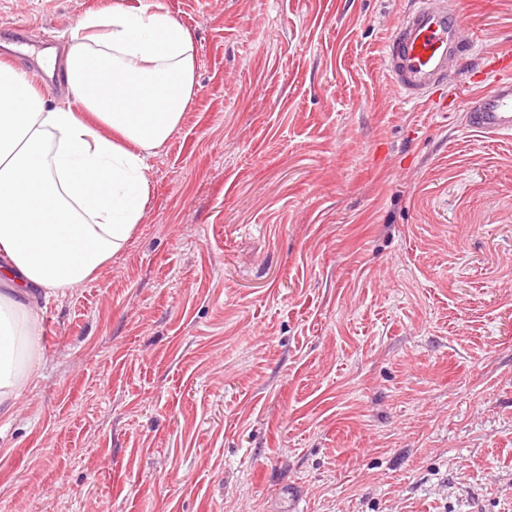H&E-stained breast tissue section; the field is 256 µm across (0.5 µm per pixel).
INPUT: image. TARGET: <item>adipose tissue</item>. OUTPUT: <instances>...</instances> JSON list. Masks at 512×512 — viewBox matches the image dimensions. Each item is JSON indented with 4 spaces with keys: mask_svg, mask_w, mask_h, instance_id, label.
Masks as SVG:
<instances>
[{
    "mask_svg": "<svg viewBox=\"0 0 512 512\" xmlns=\"http://www.w3.org/2000/svg\"><path fill=\"white\" fill-rule=\"evenodd\" d=\"M72 104L0 61V417L41 361L38 296L75 288L119 253L151 196L149 157L179 128L195 47L165 11L86 12L62 62Z\"/></svg>",
    "mask_w": 512,
    "mask_h": 512,
    "instance_id": "obj_1",
    "label": "adipose tissue"
}]
</instances>
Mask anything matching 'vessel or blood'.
<instances>
[{"mask_svg":"<svg viewBox=\"0 0 512 512\" xmlns=\"http://www.w3.org/2000/svg\"><path fill=\"white\" fill-rule=\"evenodd\" d=\"M463 14L448 0H412L386 46L389 75L407 100H420L444 79L450 59L466 51ZM468 124L476 132L512 134V80L477 95Z\"/></svg>","mask_w":512,"mask_h":512,"instance_id":"b4317fda","label":"vessel or blood"}]
</instances>
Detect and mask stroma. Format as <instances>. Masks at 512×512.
Listing matches in <instances>:
<instances>
[{"instance_id":"obj_1","label":"stroma","mask_w":512,"mask_h":512,"mask_svg":"<svg viewBox=\"0 0 512 512\" xmlns=\"http://www.w3.org/2000/svg\"><path fill=\"white\" fill-rule=\"evenodd\" d=\"M113 0H0L38 63ZM168 12L195 95L112 261L41 299L0 418V512H512V0L426 99L385 45L409 0H124ZM468 124L476 132L493 136L512 134V80H502L477 95Z\"/></svg>"}]
</instances>
